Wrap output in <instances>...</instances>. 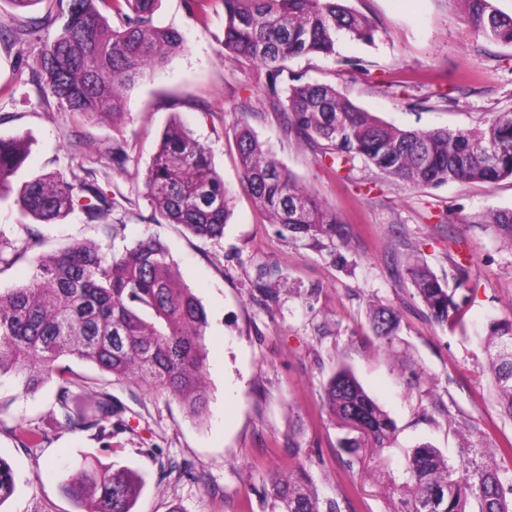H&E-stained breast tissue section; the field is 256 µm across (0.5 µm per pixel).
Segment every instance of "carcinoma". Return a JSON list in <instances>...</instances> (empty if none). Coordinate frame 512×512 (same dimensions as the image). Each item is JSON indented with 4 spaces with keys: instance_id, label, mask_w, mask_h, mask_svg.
Wrapping results in <instances>:
<instances>
[{
    "instance_id": "cac0c4a2",
    "label": "carcinoma",
    "mask_w": 512,
    "mask_h": 512,
    "mask_svg": "<svg viewBox=\"0 0 512 512\" xmlns=\"http://www.w3.org/2000/svg\"><path fill=\"white\" fill-rule=\"evenodd\" d=\"M48 3L39 25L19 19L0 27V41L22 45L42 30L31 82L41 103L82 119H124L125 98L146 72L181 52L184 38L158 25L160 0H11L23 11ZM224 60L260 65L271 102L281 107L286 132L316 147L329 169L350 171L361 159L408 188L451 182L496 183L512 179V112H489L475 128L405 129L380 121L335 87L285 77L286 62L307 55H336V38L345 34L371 44L375 28L346 0H222ZM462 20L485 39L512 47V15L494 0H457ZM239 158V189L291 241L343 240L336 212L314 196L241 119L234 129ZM27 157L21 137L0 138V198L13 197L19 211L41 224L76 210L91 222L133 204L121 192L108 195L93 172L39 175L20 182L13 177ZM129 143H112V164L127 170ZM143 195L167 224L192 235L224 237L231 218L232 191L224 185L209 146L177 119L162 131L142 177ZM478 222L512 244V209L478 216ZM441 328L461 325L463 304L456 288L470 278V262L452 259L448 278L417 258L397 268ZM374 336L393 346L400 316L386 306L370 307ZM207 314L192 289L174 270L168 247L147 237L124 252L77 242L34 260L30 281L0 290V378L31 396L56 384L54 409L72 433L112 435V419L122 421L123 407L102 391L89 407L77 404L81 384L66 377L62 362L75 358L118 380L132 379L177 400L193 418H202L209 397L204 387ZM489 387L503 416L512 419V315L491 320L482 337ZM324 400L329 417L345 430L339 447L349 456L388 448L397 427L366 393L353 371L339 367L327 379ZM24 448H37L45 432L18 426L11 430ZM508 459L511 465L495 460ZM141 478L127 467L87 456L62 488L79 512H132ZM17 491L11 466L0 459V505ZM389 512H512V443L486 448L466 441L451 463L429 444L412 449L402 479L390 480ZM262 512H340L336 500L320 495L310 474L273 473L263 478Z\"/></svg>"
}]
</instances>
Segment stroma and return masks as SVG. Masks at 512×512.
<instances>
[{
	"instance_id": "stroma-1",
	"label": "stroma",
	"mask_w": 512,
	"mask_h": 512,
	"mask_svg": "<svg viewBox=\"0 0 512 512\" xmlns=\"http://www.w3.org/2000/svg\"><path fill=\"white\" fill-rule=\"evenodd\" d=\"M376 28L373 43L340 38L337 57L289 61L290 72L336 86L378 119L406 128L473 127L488 112H512V47L486 41L462 20L457 0H348ZM199 20L185 0H160L157 21L178 30L185 49L147 73L126 99L125 122L73 119L38 103L30 81L38 41L0 43V138L30 144L19 170L25 180L49 172L94 170L107 191L133 203L108 218L111 233L80 213L39 225L41 242L0 267V289L25 283L35 256L74 242L123 252L140 239L165 242L183 281L207 313L206 416L197 420L155 390L114 380L93 365L69 360L88 394L107 391L126 407L127 427L96 439L67 431L50 412L56 392L47 385L20 398L0 380V459L18 479L16 495L0 512H76L61 488L85 455L127 465L144 487L133 512H261V480L273 471L307 469L320 492L341 512H385L384 485L400 478L408 452L421 443L456 460L464 435L497 448L512 441V420L492 399L476 335L491 317L512 313V247L475 224L476 216L512 209V180L402 190L364 162L334 173L310 145L284 132L268 104L255 64L224 59V5L206 0ZM360 60L353 68L351 60ZM275 158L333 207L345 225V247L290 241L239 192L233 128L239 112ZM207 143L225 184L233 215L218 240L176 224L153 221L139 171L149 165L171 119ZM127 140L133 163L112 165L110 148ZM465 254L472 278L465 330L437 326L400 283L397 260L416 256L441 277L450 256ZM281 269L277 297L259 291L258 270ZM395 309L401 330L393 350L375 339L373 303ZM348 366L366 392L395 420L394 444L377 459L358 462L339 448L342 435L326 412L323 384ZM37 426L48 436L26 449L10 428Z\"/></svg>"
}]
</instances>
